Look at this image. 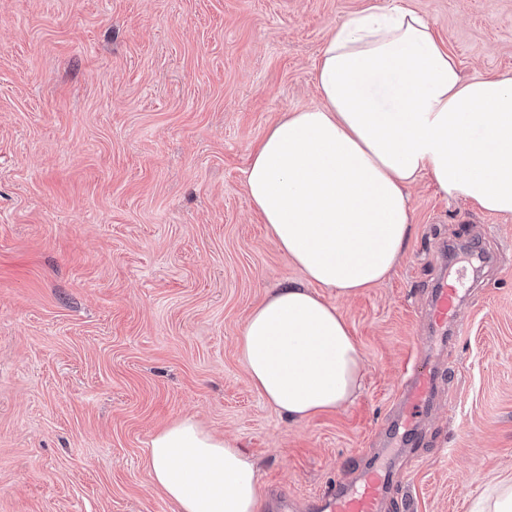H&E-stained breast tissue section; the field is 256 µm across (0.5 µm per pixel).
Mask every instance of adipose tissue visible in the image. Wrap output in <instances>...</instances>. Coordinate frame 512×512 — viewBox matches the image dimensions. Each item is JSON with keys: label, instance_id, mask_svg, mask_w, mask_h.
Here are the masks:
<instances>
[{"label": "adipose tissue", "instance_id": "ef3b65f1", "mask_svg": "<svg viewBox=\"0 0 512 512\" xmlns=\"http://www.w3.org/2000/svg\"><path fill=\"white\" fill-rule=\"evenodd\" d=\"M314 82L321 104L271 126L246 171L253 207L304 280L251 311L239 354L252 385L295 421L361 387L351 329L317 290L348 297L386 278L410 231L409 184L426 174L449 199L512 214V77L462 79L417 11L351 13L325 41ZM147 457L177 512H258L253 461L193 418L158 431Z\"/></svg>", "mask_w": 512, "mask_h": 512}]
</instances>
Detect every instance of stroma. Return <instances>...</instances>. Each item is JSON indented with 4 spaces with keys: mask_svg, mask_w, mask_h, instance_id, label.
<instances>
[{
    "mask_svg": "<svg viewBox=\"0 0 512 512\" xmlns=\"http://www.w3.org/2000/svg\"><path fill=\"white\" fill-rule=\"evenodd\" d=\"M392 0H0V512H177L147 444L181 417L237 438L291 512L388 447L405 363L438 385L399 451L384 512H470L512 477V215L407 190L385 281L329 289L364 365L356 398L293 421L238 339L300 270L245 188L251 152L320 102L331 29ZM464 77L512 75V0H402ZM493 257L446 343L428 288L468 244Z\"/></svg>",
    "mask_w": 512,
    "mask_h": 512,
    "instance_id": "obj_1",
    "label": "stroma"
}]
</instances>
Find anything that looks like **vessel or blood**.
Returning <instances> with one entry per match:
<instances>
[{
	"mask_svg": "<svg viewBox=\"0 0 512 512\" xmlns=\"http://www.w3.org/2000/svg\"><path fill=\"white\" fill-rule=\"evenodd\" d=\"M470 292L468 268L460 266L452 276L441 278L430 294V324L435 335L443 336L449 326H462L461 304ZM436 384L434 376L411 366L407 370L404 403L400 416L393 426L404 435H413L419 418L426 412L432 390ZM390 465L372 460L355 482L324 491L317 499L316 512H380V504L392 482Z\"/></svg>",
	"mask_w": 512,
	"mask_h": 512,
	"instance_id": "b4317fda",
	"label": "vessel or blood"
}]
</instances>
